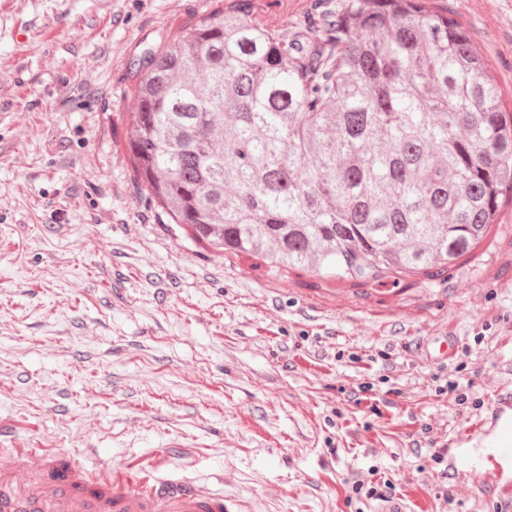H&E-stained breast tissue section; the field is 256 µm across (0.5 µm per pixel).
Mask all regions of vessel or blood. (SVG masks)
<instances>
[{"label": "vessel or blood", "instance_id": "obj_1", "mask_svg": "<svg viewBox=\"0 0 512 512\" xmlns=\"http://www.w3.org/2000/svg\"><path fill=\"white\" fill-rule=\"evenodd\" d=\"M166 466L128 462L95 489L81 486L79 472L57 465L36 476L43 448L0 451V512H234L223 489H206L184 475L179 451H162ZM449 471L498 476L493 489L512 508V388L499 391L473 433L447 451Z\"/></svg>", "mask_w": 512, "mask_h": 512}]
</instances>
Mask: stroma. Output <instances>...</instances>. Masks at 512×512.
<instances>
[{
	"label": "stroma",
	"mask_w": 512,
	"mask_h": 512,
	"mask_svg": "<svg viewBox=\"0 0 512 512\" xmlns=\"http://www.w3.org/2000/svg\"><path fill=\"white\" fill-rule=\"evenodd\" d=\"M234 0H0V427L7 447L113 465L181 447L224 471L237 512H381L378 467L409 512H496L492 480L437 476L512 378V205L454 267L355 283L219 253L173 223L130 160L128 104L150 52ZM339 0H250L281 30ZM469 30L512 109V0H428ZM471 292L456 296L460 273ZM402 294L380 311L377 293ZM390 360L378 359V352ZM452 376L464 403L414 387ZM400 388L375 416L350 393ZM366 476H359L354 481L352 488L361 492L366 489V497L369 500L383 501L389 499L396 494L397 484L393 480L387 477L385 472H380L376 467H372L367 470Z\"/></svg>",
	"instance_id": "35a3bbf8"
}]
</instances>
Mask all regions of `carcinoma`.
<instances>
[{
    "label": "carcinoma",
    "mask_w": 512,
    "mask_h": 512,
    "mask_svg": "<svg viewBox=\"0 0 512 512\" xmlns=\"http://www.w3.org/2000/svg\"><path fill=\"white\" fill-rule=\"evenodd\" d=\"M128 149L218 252L342 279L449 268L512 195V110L466 27L423 0H342L277 31L246 6L151 52Z\"/></svg>",
    "instance_id": "carcinoma-1"
}]
</instances>
